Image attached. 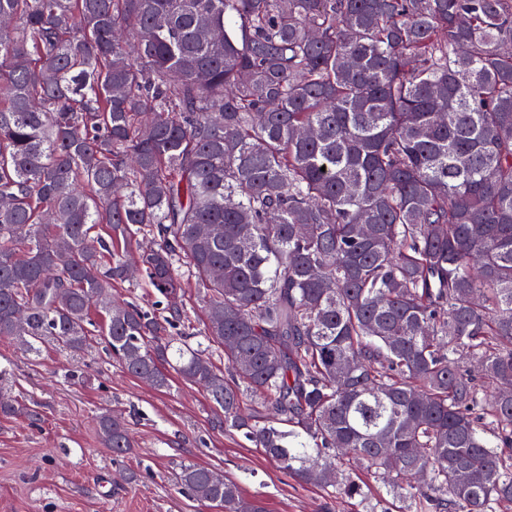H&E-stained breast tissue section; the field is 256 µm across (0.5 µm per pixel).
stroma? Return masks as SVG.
Instances as JSON below:
<instances>
[{"label":"stroma","mask_w":512,"mask_h":512,"mask_svg":"<svg viewBox=\"0 0 512 512\" xmlns=\"http://www.w3.org/2000/svg\"><path fill=\"white\" fill-rule=\"evenodd\" d=\"M0 396L37 412L0 416V512H216L177 493L194 463L222 472L265 512H351L344 500L286 474L241 433L217 426L206 395L182 380L167 391L133 377L101 342L72 359L0 338ZM124 417L135 446L119 456L100 442L96 417Z\"/></svg>","instance_id":"35a3bbf8"}]
</instances>
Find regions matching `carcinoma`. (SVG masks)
Returning <instances> with one entry per match:
<instances>
[{"label": "carcinoma", "mask_w": 512, "mask_h": 512, "mask_svg": "<svg viewBox=\"0 0 512 512\" xmlns=\"http://www.w3.org/2000/svg\"><path fill=\"white\" fill-rule=\"evenodd\" d=\"M131 254L158 315L112 296ZM94 308L122 369L330 498L378 512L355 460L401 512H507L512 0H0V338L81 359ZM185 291H186V298L188 299V302L190 305H188V308L191 312V319H192V325L190 327V330H183L181 327V330H173V336H178L182 338L183 340H186L188 343H190L192 346L196 344L197 341H204L203 337L201 336H193L188 335L190 332H195V330L202 327V320L204 318V308L201 307L202 304H198L195 300V288H194V281H188V284L185 285ZM190 306H193L194 308H190ZM194 328L195 330H192ZM180 332H183V334L180 335ZM178 333V334H177ZM187 336V337H185Z\"/></svg>", "instance_id": "cac0c4a2"}]
</instances>
